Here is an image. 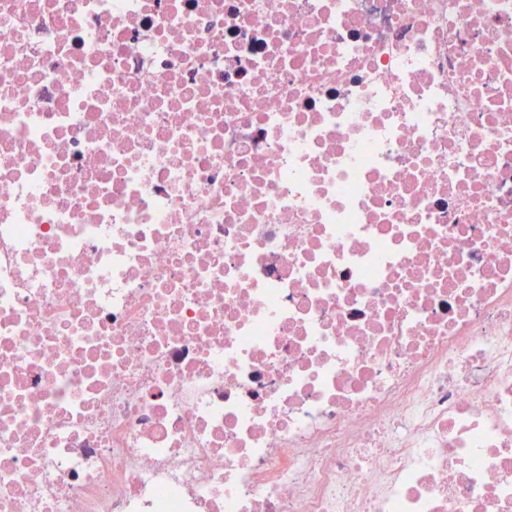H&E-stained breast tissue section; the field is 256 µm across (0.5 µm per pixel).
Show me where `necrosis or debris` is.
Instances as JSON below:
<instances>
[{
    "label": "necrosis or debris",
    "instance_id": "1",
    "mask_svg": "<svg viewBox=\"0 0 512 512\" xmlns=\"http://www.w3.org/2000/svg\"><path fill=\"white\" fill-rule=\"evenodd\" d=\"M0 512H512V0H0Z\"/></svg>",
    "mask_w": 512,
    "mask_h": 512
}]
</instances>
